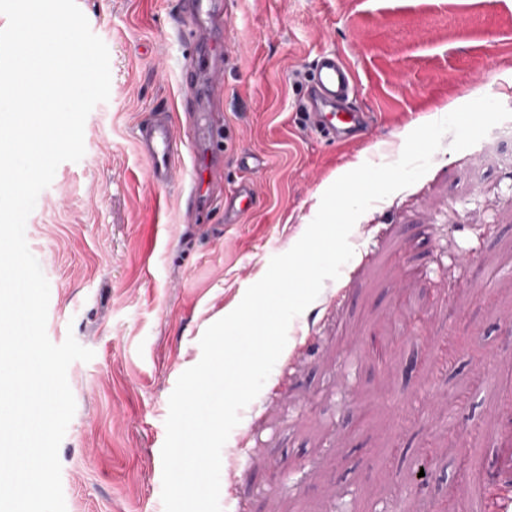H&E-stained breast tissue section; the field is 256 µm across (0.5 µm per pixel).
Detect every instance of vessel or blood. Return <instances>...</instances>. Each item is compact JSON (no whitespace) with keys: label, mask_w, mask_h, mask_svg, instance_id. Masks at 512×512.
I'll return each mask as SVG.
<instances>
[{"label":"vessel or blood","mask_w":512,"mask_h":512,"mask_svg":"<svg viewBox=\"0 0 512 512\" xmlns=\"http://www.w3.org/2000/svg\"><path fill=\"white\" fill-rule=\"evenodd\" d=\"M180 7L184 18L195 27L194 48L187 60L192 80L188 93L193 96L198 91V82L224 69V19L219 0H181ZM310 86V105L304 114L308 128L341 143L367 127V115L352 105L358 77L344 54L320 53L311 66ZM186 116L201 148L193 164L188 197L193 205L203 208L210 202L212 184L224 170V129L210 120L202 103L188 108ZM134 137L147 161L149 181L156 186L168 185L180 163L170 112L164 108L155 111L150 121L137 127ZM252 203L253 190L244 184L225 197L224 209L244 213Z\"/></svg>","instance_id":"obj_1"}]
</instances>
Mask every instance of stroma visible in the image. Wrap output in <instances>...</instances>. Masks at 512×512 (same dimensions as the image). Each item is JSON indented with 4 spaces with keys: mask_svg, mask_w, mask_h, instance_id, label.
Masks as SVG:
<instances>
[{
    "mask_svg": "<svg viewBox=\"0 0 512 512\" xmlns=\"http://www.w3.org/2000/svg\"><path fill=\"white\" fill-rule=\"evenodd\" d=\"M229 62L216 76L224 176L187 203L194 146L180 101L192 50L179 0H77L110 53L111 89L61 163L25 236L50 287L47 336L93 351L67 371L76 410L59 447L66 512H164L161 449L178 377L272 257L290 250L338 174L472 90L512 109V0H222ZM354 66L371 113L350 142L303 124L308 69ZM173 114L182 164L145 178L134 131ZM356 222L339 281L295 317L223 455V512H471L512 478V139L455 151ZM257 156V168L242 157ZM254 190L224 219V198ZM447 471L420 485L419 461ZM253 190L248 184L240 185L231 195L224 198V211L244 213L251 209Z\"/></svg>",
    "mask_w": 512,
    "mask_h": 512,
    "instance_id": "obj_1",
    "label": "stroma"
}]
</instances>
